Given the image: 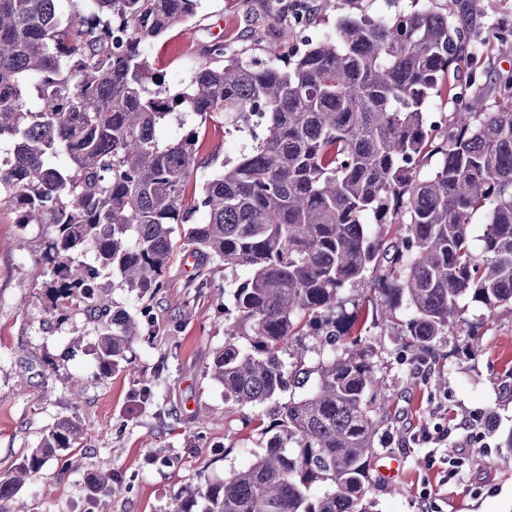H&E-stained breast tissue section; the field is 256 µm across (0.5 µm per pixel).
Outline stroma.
<instances>
[{
	"label": "stroma",
	"instance_id": "stroma-1",
	"mask_svg": "<svg viewBox=\"0 0 512 512\" xmlns=\"http://www.w3.org/2000/svg\"><path fill=\"white\" fill-rule=\"evenodd\" d=\"M318 0H205L199 15L170 29L147 58L151 73L171 90L187 82L192 66L215 38L228 51L263 56L275 42L295 44L293 16L305 7L310 38L332 28L338 16L388 17L410 11L411 0H337L319 12ZM428 8L463 26L477 55L472 67L488 99H498L495 80L512 71V0H425ZM196 154L198 174L237 161L254 144L248 130L225 131L222 116L204 124ZM22 228L11 207H0V476L36 447L58 419L81 421L82 448L69 461L50 460L0 512H168L182 487L203 485L249 465L262 437L254 410L224 402V390L207 367L224 344L222 287L243 282L248 272L214 269L202 285L201 268L183 229L172 235L165 286L151 303L155 333L128 352L139 375L97 377L92 325L74 311L60 319L48 312L33 263L16 244ZM371 341L384 378L379 431L382 455L396 457L398 474L376 477L378 512H512V450L501 435L512 430V310L487 317L469 307L460 329L443 336L434 354L409 347L396 329L376 324L363 295L350 293L335 325L306 337L318 361L333 331ZM447 384H440V372ZM153 378L156 398L141 404L139 377ZM80 383V398L71 386ZM495 416L499 429L486 419ZM468 418L471 429L449 427ZM448 432L446 445L425 442L424 432ZM455 477H448L449 469ZM109 474L123 482L113 496L91 497L86 481Z\"/></svg>",
	"mask_w": 512,
	"mask_h": 512
}]
</instances>
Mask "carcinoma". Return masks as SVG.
I'll list each match as a JSON object with an SVG mask.
<instances>
[{
	"mask_svg": "<svg viewBox=\"0 0 512 512\" xmlns=\"http://www.w3.org/2000/svg\"><path fill=\"white\" fill-rule=\"evenodd\" d=\"M200 2L0 0V145L11 146L0 204L40 231L48 311L78 307L96 323L101 377L136 372L126 350L152 334L149 300L164 288L174 226H187L202 265L250 270L208 371L224 402L265 408L264 444L246 468L185 487L171 512H374V346L341 336L308 366L299 336L334 320L347 290L370 295L378 266L394 287L368 298L373 315L405 308L401 335L422 353L470 305L490 317L512 306V75L497 101L475 91L448 125L432 122L433 97L475 52L461 26L421 8L341 16L319 39L274 44L264 58L229 56L218 40L173 92L145 59ZM188 114L236 129L262 120L257 145L189 198L198 131L185 128ZM172 120L181 133L158 142L156 126ZM392 224L406 236L370 229ZM115 278L140 315L111 310ZM292 382L310 388L279 401ZM83 441L81 423L55 422L0 478V500Z\"/></svg>",
	"mask_w": 512,
	"mask_h": 512,
	"instance_id": "1",
	"label": "carcinoma"
}]
</instances>
